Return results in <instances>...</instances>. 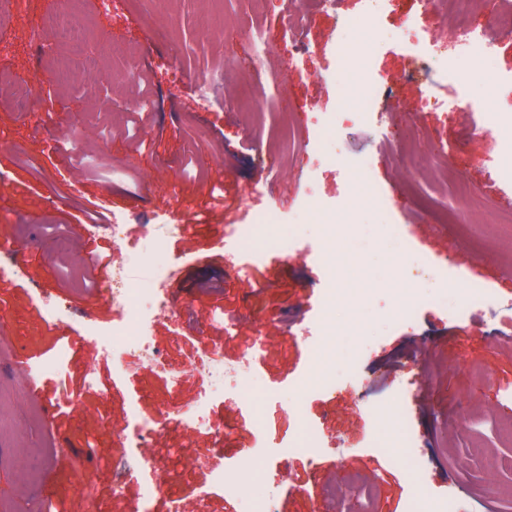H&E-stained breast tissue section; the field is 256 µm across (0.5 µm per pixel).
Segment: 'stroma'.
<instances>
[{"label": "stroma", "instance_id": "obj_1", "mask_svg": "<svg viewBox=\"0 0 512 512\" xmlns=\"http://www.w3.org/2000/svg\"><path fill=\"white\" fill-rule=\"evenodd\" d=\"M285 0H9L0 6V231L26 242L25 273L0 280V512H244L277 485V512H406L452 492L459 512H512V308L467 307L469 288L512 299V185L489 180L491 158L512 144V83L481 86L482 112L437 70L410 72L389 35L400 14L356 32L338 14L308 17L300 55L285 33ZM263 33L262 70L241 28ZM71 78L58 81L63 63ZM378 87L368 91L364 69ZM276 86L256 98L259 73ZM111 82L112 100L100 96ZM374 94L381 117L344 121ZM456 102V111L432 106ZM369 161L366 173L358 165ZM382 195L361 204L358 178ZM464 179L482 198L474 221L452 194ZM455 209L434 223L431 204ZM293 226L288 252L250 269L228 237L256 220ZM129 240L161 238L158 261L178 265L171 315L152 344L182 371L178 386L150 365L125 371L101 358L83 323L110 332L123 315L99 292L111 268L84 287L81 258L111 247L109 223ZM401 228L396 250L379 225ZM441 266L439 287L416 270ZM63 296L65 328L49 325L39 299ZM335 312L314 361L302 332ZM67 341L60 367L39 377L38 398L17 404V353L40 361ZM225 363L257 356L258 395H215L212 428L181 420L207 388L188 366L200 347ZM409 387L402 395L401 387ZM410 416L424 472L414 478L397 428L375 445L379 414ZM158 432L142 447L139 414ZM317 458L280 455L304 432ZM97 450L86 459L85 442ZM68 444L71 464L52 461ZM259 453L243 488L214 486L208 467L234 469ZM165 459L157 476L144 457ZM156 484L151 498L146 485Z\"/></svg>", "mask_w": 512, "mask_h": 512}]
</instances>
